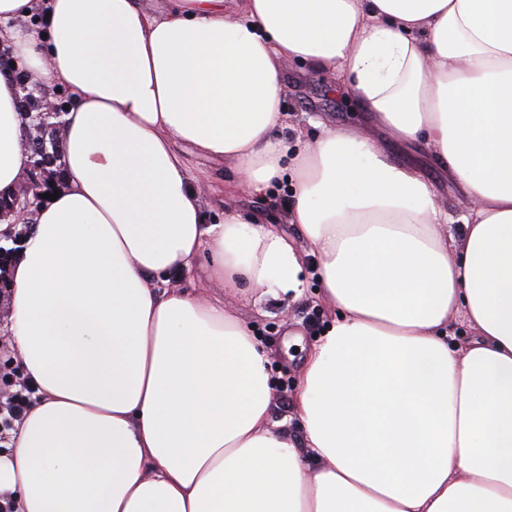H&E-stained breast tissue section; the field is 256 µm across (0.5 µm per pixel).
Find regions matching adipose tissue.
Masks as SVG:
<instances>
[{"mask_svg": "<svg viewBox=\"0 0 512 512\" xmlns=\"http://www.w3.org/2000/svg\"><path fill=\"white\" fill-rule=\"evenodd\" d=\"M169 2L0 0V47L71 97L58 197L10 269L32 395L0 452V512H512V0ZM289 62L339 73L391 138L426 147L470 203L459 232L359 129L284 138ZM20 97L1 70L7 200L33 164ZM192 153L250 194L289 184L298 236L205 216ZM310 256L335 315L296 438L224 299L301 297ZM198 264L223 297L182 287Z\"/></svg>", "mask_w": 512, "mask_h": 512, "instance_id": "adipose-tissue-1", "label": "adipose tissue"}]
</instances>
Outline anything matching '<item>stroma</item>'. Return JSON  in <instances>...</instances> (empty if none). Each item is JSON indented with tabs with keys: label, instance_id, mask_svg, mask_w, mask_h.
<instances>
[{
	"label": "stroma",
	"instance_id": "stroma-1",
	"mask_svg": "<svg viewBox=\"0 0 512 512\" xmlns=\"http://www.w3.org/2000/svg\"><path fill=\"white\" fill-rule=\"evenodd\" d=\"M287 90L282 109L288 114L285 136L308 141L318 130L317 122L332 128L354 126L368 135H378L370 113L353 99L334 90L332 76L308 70L298 63L287 64ZM384 146L391 159L399 164H420L427 179L437 189L439 204L447 211L449 223H459L468 210V201L448 178L447 171L424 162L414 148L385 140ZM291 194L288 188L278 187L260 196L238 193L224 198L225 208L247 213L273 224L287 234H295L288 222ZM233 308L242 319L252 324L271 360L273 381L274 419L288 423V431L300 435L301 424L294 407V395L299 382L302 350L311 346L331 319L330 311L318 294L316 279H308L299 299H284L255 303L251 294L234 299Z\"/></svg>",
	"mask_w": 512,
	"mask_h": 512
}]
</instances>
